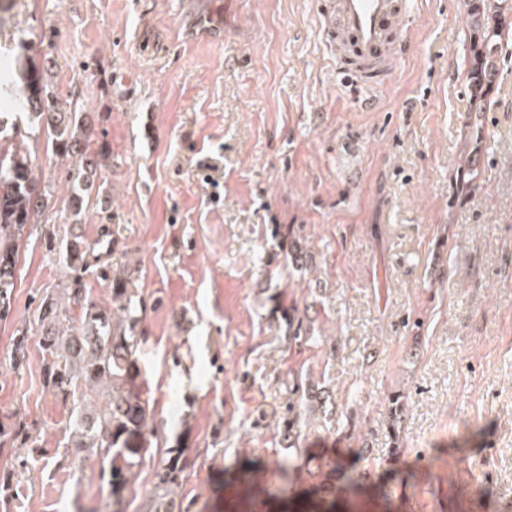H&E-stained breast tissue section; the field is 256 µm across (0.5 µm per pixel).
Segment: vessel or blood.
Wrapping results in <instances>:
<instances>
[{
	"instance_id": "obj_1",
	"label": "vessel or blood",
	"mask_w": 512,
	"mask_h": 512,
	"mask_svg": "<svg viewBox=\"0 0 512 512\" xmlns=\"http://www.w3.org/2000/svg\"><path fill=\"white\" fill-rule=\"evenodd\" d=\"M414 0H325L323 34L336 72L373 91L385 85L406 54Z\"/></svg>"
}]
</instances>
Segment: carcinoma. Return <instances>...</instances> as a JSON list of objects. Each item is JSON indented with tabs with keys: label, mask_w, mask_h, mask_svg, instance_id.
<instances>
[{
	"label": "carcinoma",
	"mask_w": 512,
	"mask_h": 512,
	"mask_svg": "<svg viewBox=\"0 0 512 512\" xmlns=\"http://www.w3.org/2000/svg\"><path fill=\"white\" fill-rule=\"evenodd\" d=\"M467 16L473 33L470 40L469 87L475 111L481 112L491 95L497 69L499 48L512 40V0H467ZM18 45L22 54L12 60L11 76L0 80V102L26 114L27 128L16 120L0 117V319L11 312V295L16 286L19 248L27 228L33 224L48 198L33 165L27 139L45 135L53 155L79 158L77 176L70 194L76 206H82L84 193L90 190L93 170L102 166L99 153L91 149L93 129L80 112L63 109L46 68L28 47L25 38ZM86 244L74 237L64 247L63 258L70 270L73 287L63 298L46 296L36 316L40 330L38 345L43 354L46 386L67 399L77 388L84 394L77 399L76 417L61 460L73 463L83 455L100 460L99 479L106 484L112 504L102 503L89 512H122V504L131 491L135 469L140 467L151 438L156 436L154 410L141 379L145 339L140 329L147 311L145 302H137L133 273L122 271L101 274L111 285V303L103 306L85 287L84 256ZM79 314H74L73 309ZM30 336L23 331L16 336L9 364L23 365ZM106 388L102 402L91 406L90 394ZM394 407L390 417L393 436L401 433L404 422L399 398L391 397ZM25 423L0 424V448L30 442ZM193 460L182 448H169L157 471L155 509L170 512V494L179 487ZM305 469L299 455L277 457L272 471L282 485L278 512H356L362 484L358 471L346 469L329 459L308 475L317 479L315 487L333 500L320 503L290 499L285 495L292 476Z\"/></svg>",
	"instance_id": "cac0c4a2"
}]
</instances>
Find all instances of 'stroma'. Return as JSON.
Masks as SVG:
<instances>
[{
    "label": "stroma",
    "mask_w": 512,
    "mask_h": 512,
    "mask_svg": "<svg viewBox=\"0 0 512 512\" xmlns=\"http://www.w3.org/2000/svg\"><path fill=\"white\" fill-rule=\"evenodd\" d=\"M316 3L16 0L0 34H25L109 158L75 216V165L32 146L53 206L20 247L0 360L66 285L58 247L79 237L88 270L125 260L147 304L158 438L125 512H145L170 448L194 460L175 504L267 512L226 465L273 485L293 447L312 467L362 449L369 490L408 471L388 485L393 512H512V42L475 111L464 0H416L411 49L371 94L337 76ZM370 94L377 109L361 110ZM471 161L481 177L458 192ZM105 232L116 249L102 262ZM42 364L33 341L0 372V422L22 417L35 437L0 452V473L12 512H76L103 494L99 465H58L74 415ZM295 401L292 444L280 425Z\"/></svg>",
    "instance_id": "stroma-1"
}]
</instances>
